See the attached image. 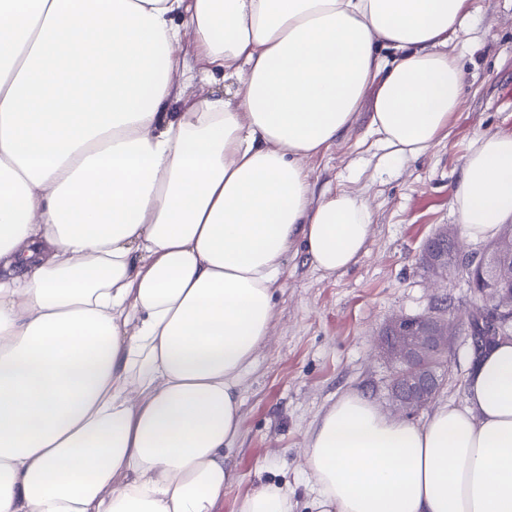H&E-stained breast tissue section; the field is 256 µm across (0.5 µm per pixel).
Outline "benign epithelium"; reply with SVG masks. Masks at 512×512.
I'll use <instances>...</instances> for the list:
<instances>
[{"label":"benign epithelium","instance_id":"benign-epithelium-1","mask_svg":"<svg viewBox=\"0 0 512 512\" xmlns=\"http://www.w3.org/2000/svg\"><path fill=\"white\" fill-rule=\"evenodd\" d=\"M419 260L436 283L462 271L483 305L468 313L467 325L486 324L483 340L490 342L512 331V224L480 255L460 253L457 232L438 228L423 247ZM459 320L448 317L447 307L416 317L398 316L383 329L382 348L395 366L390 383L394 410L408 415L427 407L441 387L439 360L448 351Z\"/></svg>","mask_w":512,"mask_h":512}]
</instances>
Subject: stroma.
<instances>
[{"label": "stroma", "mask_w": 512, "mask_h": 512, "mask_svg": "<svg viewBox=\"0 0 512 512\" xmlns=\"http://www.w3.org/2000/svg\"><path fill=\"white\" fill-rule=\"evenodd\" d=\"M477 21L452 46L467 74L448 138L429 154L386 167L380 149L364 144L367 118L324 156L309 162L317 188L351 190L369 203L374 233L346 272L324 276L305 255L289 252L274 296L265 344L240 383L242 435L229 453L236 481L222 512H238L248 490L285 483L296 512H310L314 489L303 465L314 421L346 390L370 393L392 412L387 384L395 368L379 335L396 315L430 313L440 299L466 316L476 299L464 278L433 287L418 263L425 240L442 224L457 225L448 188L483 135L512 132V0H476ZM473 352L466 328L448 345L437 401L462 403Z\"/></svg>", "instance_id": "35a3bbf8"}]
</instances>
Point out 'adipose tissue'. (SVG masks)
<instances>
[{"label": "adipose tissue", "instance_id": "ef3b65f1", "mask_svg": "<svg viewBox=\"0 0 512 512\" xmlns=\"http://www.w3.org/2000/svg\"><path fill=\"white\" fill-rule=\"evenodd\" d=\"M473 0H0V512H219L239 385L291 249L353 265L357 193L304 162L367 112L386 163L459 111ZM226 97L197 94L215 77ZM512 221V134L450 186ZM313 512H512V336L418 423L342 394L305 447ZM264 483L238 512H294Z\"/></svg>", "mask_w": 512, "mask_h": 512}]
</instances>
